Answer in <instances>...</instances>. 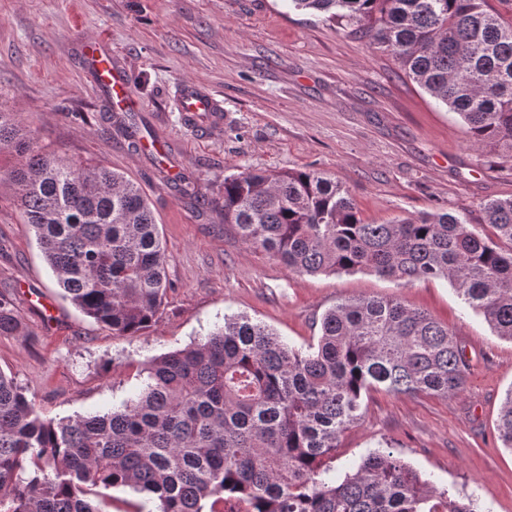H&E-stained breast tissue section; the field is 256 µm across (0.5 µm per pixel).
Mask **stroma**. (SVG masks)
I'll return each instance as SVG.
<instances>
[{
    "label": "stroma",
    "mask_w": 512,
    "mask_h": 512,
    "mask_svg": "<svg viewBox=\"0 0 512 512\" xmlns=\"http://www.w3.org/2000/svg\"><path fill=\"white\" fill-rule=\"evenodd\" d=\"M84 35L111 47L136 104L123 119L153 149L133 150L104 112L78 55ZM190 80L221 102V122L197 125L180 112ZM0 110L47 150L141 188L171 284L149 329L113 335L64 298L12 185L0 181V293L32 333L27 342L0 336V371L44 417L104 412L135 396L142 363L201 340L225 317H248L303 351L339 300L396 296L454 330L471 361L466 388L448 398L371 391L341 438L334 476L388 443L438 490L512 512V451L496 430L512 388V341L443 280L290 273L247 247L211 205L227 176L314 170L342 181L367 223L447 211L481 227L482 203L512 197V161L472 149L462 120L390 56L285 0H0ZM34 293L55 317L33 305Z\"/></svg>",
    "instance_id": "1"
}]
</instances>
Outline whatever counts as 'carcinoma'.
<instances>
[{
  "label": "carcinoma",
  "instance_id": "carcinoma-1",
  "mask_svg": "<svg viewBox=\"0 0 512 512\" xmlns=\"http://www.w3.org/2000/svg\"><path fill=\"white\" fill-rule=\"evenodd\" d=\"M349 30L467 127L469 144L512 159V0H289ZM0 147L24 223L84 314L116 336L157 320L165 250L141 189L122 174L49 153L0 112ZM242 242L291 273L369 272L441 279L512 341V198L483 204L479 233L448 212L366 223L339 180L315 171L224 177L215 202ZM0 335L30 333L0 294ZM471 363L448 324L395 297H349L321 318L305 352L245 316L152 359L134 398L103 414L45 418L0 371V512H111L128 488L157 512H479L389 448L327 480L363 395L462 393ZM512 451V388L497 420Z\"/></svg>",
  "mask_w": 512,
  "mask_h": 512
}]
</instances>
